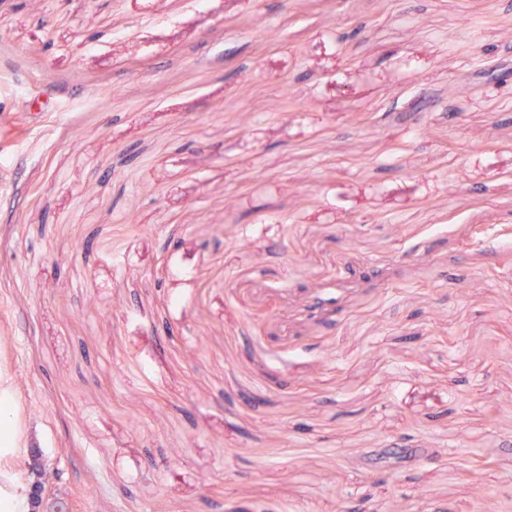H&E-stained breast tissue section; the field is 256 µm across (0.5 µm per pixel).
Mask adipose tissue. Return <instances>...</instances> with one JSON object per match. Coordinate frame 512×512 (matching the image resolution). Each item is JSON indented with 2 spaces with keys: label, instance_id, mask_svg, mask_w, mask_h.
Masks as SVG:
<instances>
[{
  "label": "adipose tissue",
  "instance_id": "adipose-tissue-1",
  "mask_svg": "<svg viewBox=\"0 0 512 512\" xmlns=\"http://www.w3.org/2000/svg\"><path fill=\"white\" fill-rule=\"evenodd\" d=\"M24 439L14 378L0 366V512L31 510L28 479L15 464L16 450Z\"/></svg>",
  "mask_w": 512,
  "mask_h": 512
}]
</instances>
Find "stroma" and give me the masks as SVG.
Segmentation results:
<instances>
[{"label": "stroma", "instance_id": "1", "mask_svg": "<svg viewBox=\"0 0 512 512\" xmlns=\"http://www.w3.org/2000/svg\"><path fill=\"white\" fill-rule=\"evenodd\" d=\"M266 2L0 0L31 441L74 512H499L512 0Z\"/></svg>", "mask_w": 512, "mask_h": 512}]
</instances>
